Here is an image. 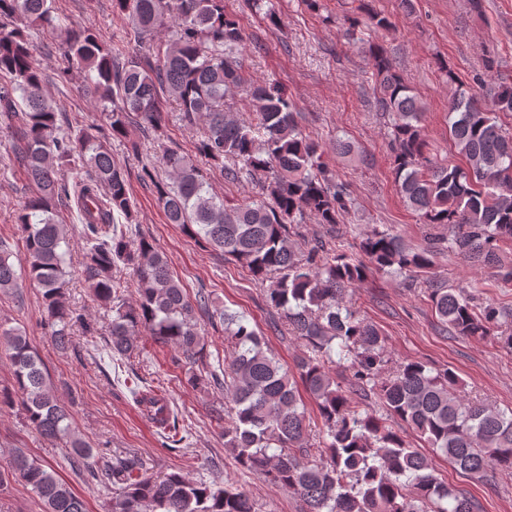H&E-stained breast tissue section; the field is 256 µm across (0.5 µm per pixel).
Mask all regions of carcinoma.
Here are the masks:
<instances>
[{
	"mask_svg": "<svg viewBox=\"0 0 512 512\" xmlns=\"http://www.w3.org/2000/svg\"><path fill=\"white\" fill-rule=\"evenodd\" d=\"M112 9L131 23L137 49L130 56L113 51L91 28L62 26L54 0H0V74L8 78L0 84V132L11 138L3 170L18 168L26 177L29 195L17 223L29 258L27 275L42 290L44 319L55 342L66 345L77 324L94 335L64 291L70 234L59 219V202L70 198L82 224L85 280L94 300L112 312L105 338L112 358L132 357L146 332L174 347L176 363L206 367L196 314L210 313L211 294L200 289L189 297L153 241L130 240L133 202L127 177L112 158V140L127 138L132 119L154 129L173 102L183 123L204 129L197 152L208 165L232 183L257 181L259 191L229 205L210 193L198 164L162 144L156 162L172 182L147 168L144 173L169 223L265 283L267 304L307 348L290 372L245 319L220 313L224 376L212 370L193 374L192 381L230 393L224 447L243 468L299 497L303 512H476L471 498L440 480L428 457L386 421L402 423L467 474L512 481V410L462 398L451 369L437 372L410 361L385 374L383 336L344 294L373 270L424 277L437 251L487 268L512 285V265L500 263L503 247L512 244V133L498 123L499 113L512 112V78H499L487 102L453 69L441 66L452 89L449 138L467 163L464 169L431 158L413 90L390 58L369 48L378 85L374 108L391 120L390 161L399 194L422 223L442 226L448 234L415 250L397 235L374 230L353 254L336 241V225L349 207L347 187L335 181L321 146L303 135L286 91L245 72L237 57L244 34L224 12V0H112ZM365 17L377 30L392 26L389 16L371 8ZM170 22L176 23L172 39L156 49L147 44ZM32 29L60 35V73L82 75L100 122L73 130L60 123L30 51ZM235 91L253 119L231 112L226 96ZM310 219L323 235L303 243L301 228ZM121 264L137 278L133 304L119 300L121 284L113 269ZM19 281L0 240V292L16 291ZM428 299L455 336H491L512 324V311L477 307L451 288L431 283ZM0 350L15 382L13 391L0 389V408L20 399L27 422L40 435L64 441L72 463L101 473V482L112 487L108 512H256L253 499L229 484L195 481L179 471L155 477L142 462L126 458L97 469L93 449L72 430L68 406L52 391L26 333L0 324ZM343 364L360 399L377 398L384 415L346 394L334 375ZM302 390L321 420V440L314 445L307 440ZM11 478L31 486L45 512H86L51 466L24 452L0 465V486Z\"/></svg>",
	"mask_w": 512,
	"mask_h": 512,
	"instance_id": "obj_1",
	"label": "carcinoma"
}]
</instances>
